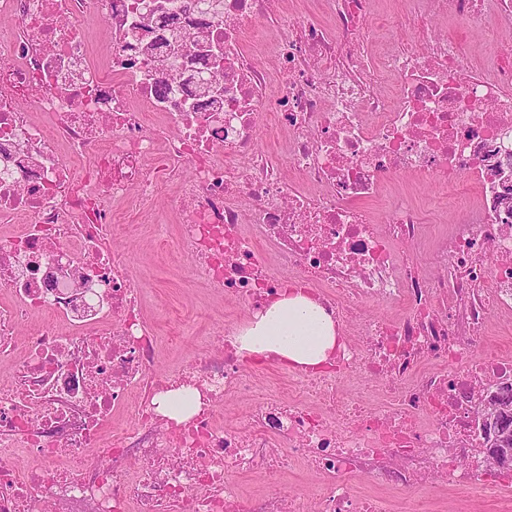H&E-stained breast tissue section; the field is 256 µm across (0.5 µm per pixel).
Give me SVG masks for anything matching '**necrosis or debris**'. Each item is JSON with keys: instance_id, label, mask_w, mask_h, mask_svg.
Segmentation results:
<instances>
[{"instance_id": "obj_1", "label": "necrosis or debris", "mask_w": 512, "mask_h": 512, "mask_svg": "<svg viewBox=\"0 0 512 512\" xmlns=\"http://www.w3.org/2000/svg\"><path fill=\"white\" fill-rule=\"evenodd\" d=\"M279 2L168 0L184 19L174 52L140 28L152 0H0V359L15 361L0 386V512H390L391 492L426 486L512 512L478 424L512 384V351L472 352L490 312L512 314V49L483 67L430 28L512 29V0H401L413 44L378 60L370 0H320L316 15ZM270 15L281 33L252 53L245 35ZM93 18L112 34L99 61ZM189 65L222 95L196 97ZM263 128L288 133L274 153L254 149ZM406 174L434 176L456 223H426L408 190L383 197ZM170 182L177 225H158L159 244L187 249L241 316L310 288L339 330L322 370L264 388L226 328L157 370L112 204L145 209ZM383 301L404 318L374 315ZM353 379L376 402L348 394ZM185 386L197 413L159 414L155 397ZM231 400L247 406L242 426L216 418ZM299 462L325 479L311 505L247 499L234 480ZM360 476L371 485L357 492Z\"/></svg>"}]
</instances>
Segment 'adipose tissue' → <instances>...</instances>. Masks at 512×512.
<instances>
[{"label":"adipose tissue","mask_w":512,"mask_h":512,"mask_svg":"<svg viewBox=\"0 0 512 512\" xmlns=\"http://www.w3.org/2000/svg\"><path fill=\"white\" fill-rule=\"evenodd\" d=\"M337 343L336 324L309 290L291 288L255 312L233 337L239 356L316 367Z\"/></svg>","instance_id":"obj_1"}]
</instances>
